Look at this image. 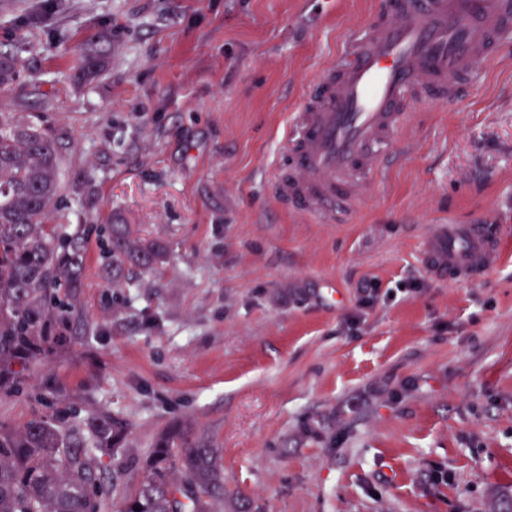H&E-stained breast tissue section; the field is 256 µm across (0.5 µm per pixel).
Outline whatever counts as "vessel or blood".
Returning <instances> with one entry per match:
<instances>
[{"instance_id":"obj_1","label":"vessel or blood","mask_w":512,"mask_h":512,"mask_svg":"<svg viewBox=\"0 0 512 512\" xmlns=\"http://www.w3.org/2000/svg\"><path fill=\"white\" fill-rule=\"evenodd\" d=\"M511 40L512 0H383L347 34L342 55L291 122L276 193L329 222L346 214L357 186L385 167L411 104L460 100L466 78ZM502 244L493 225L446 224L422 260L436 277L474 282L497 264Z\"/></svg>"}]
</instances>
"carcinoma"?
I'll return each instance as SVG.
<instances>
[{
    "instance_id": "carcinoma-1",
    "label": "carcinoma",
    "mask_w": 512,
    "mask_h": 512,
    "mask_svg": "<svg viewBox=\"0 0 512 512\" xmlns=\"http://www.w3.org/2000/svg\"><path fill=\"white\" fill-rule=\"evenodd\" d=\"M107 53L82 56L80 68L96 72ZM17 65L0 51V86L16 80ZM59 157L45 129L0 115V386L15 383L14 362L43 354L60 306L49 289L74 284L82 264V242L49 225ZM108 245L112 262L145 270L167 256L163 245L134 236L125 224L109 225ZM125 436V426L104 414L88 416L82 430L40 418L0 434V512H103L96 490L122 469L115 452ZM175 467L177 482L170 477ZM142 470L112 512H227L222 456L191 443L181 426L158 435Z\"/></svg>"
}]
</instances>
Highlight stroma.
Here are the masks:
<instances>
[{
  "mask_svg": "<svg viewBox=\"0 0 512 512\" xmlns=\"http://www.w3.org/2000/svg\"><path fill=\"white\" fill-rule=\"evenodd\" d=\"M379 0H12L0 114L61 145L52 222L85 239L61 342L0 390V430L127 427L138 483L176 424L220 449L247 512H512V50L465 96L411 107L392 161L327 224L276 195L292 117ZM104 39L93 80L72 69ZM500 225L475 283L421 254L440 224ZM111 224L164 262L113 265Z\"/></svg>",
  "mask_w": 512,
  "mask_h": 512,
  "instance_id": "stroma-1",
  "label": "stroma"
}]
</instances>
